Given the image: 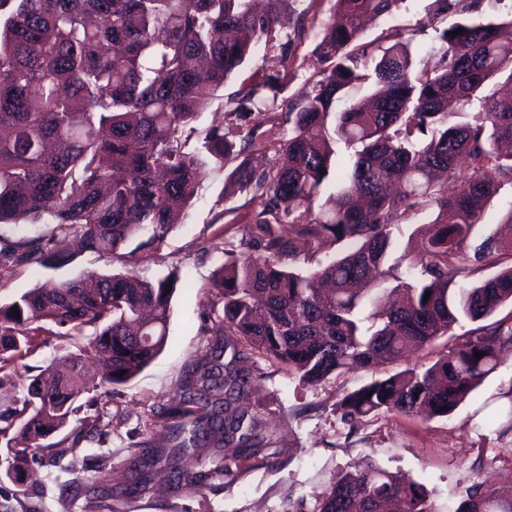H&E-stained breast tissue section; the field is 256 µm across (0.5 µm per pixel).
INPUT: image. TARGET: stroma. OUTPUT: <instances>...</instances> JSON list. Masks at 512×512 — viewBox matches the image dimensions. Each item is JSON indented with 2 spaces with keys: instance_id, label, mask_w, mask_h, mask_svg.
<instances>
[{
  "instance_id": "obj_1",
  "label": "stroma",
  "mask_w": 512,
  "mask_h": 512,
  "mask_svg": "<svg viewBox=\"0 0 512 512\" xmlns=\"http://www.w3.org/2000/svg\"><path fill=\"white\" fill-rule=\"evenodd\" d=\"M226 174L221 164L205 167L199 195L182 224L158 250L137 252L128 266L85 254L54 269L20 266L0 272V304H6L40 282L88 270L108 274L122 269L149 281L172 268L180 270L168 343L134 380L98 391L93 411L101 418L100 435L69 450L57 464L36 468L27 482L36 497L15 499V482L0 472V504L10 512L31 506L39 512H91L95 487L112 484L114 512H286L289 500L312 498L336 473L370 461L424 483L433 492L436 512H448L449 503L477 476L511 480L512 430L504 423L512 405L505 396L512 388V352L449 417L382 414L358 423L344 420L336 403L371 381V373L332 376L311 387L257 357L256 396L272 409L267 417L272 443L266 457L243 462L233 476H214L200 494L174 491L171 475L163 471L151 490H134L125 479L128 455L137 443L163 433L169 424L183 375L210 344L216 293L209 282L224 260L223 247L241 239L247 214L258 207L250 195L227 196ZM75 353L68 337L49 336L17 369L22 375H36Z\"/></svg>"
}]
</instances>
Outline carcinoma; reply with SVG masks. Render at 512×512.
Listing matches in <instances>:
<instances>
[{
    "mask_svg": "<svg viewBox=\"0 0 512 512\" xmlns=\"http://www.w3.org/2000/svg\"><path fill=\"white\" fill-rule=\"evenodd\" d=\"M296 2L0 0V224L54 225L49 238L0 236V268L66 262L51 246L56 236L71 242V258L122 260L135 240L134 252L159 246L211 162L229 167L234 191L258 200L245 239L224 249L213 273L222 314L210 328L213 347L188 370L170 410L171 445L130 451L127 472L143 488L149 467L165 460L178 488L202 491L206 472L176 466L190 449L232 448L233 462L265 454L269 409L239 406L257 355L314 386L396 365L405 350L446 339L437 358L346 393L338 406L359 421L447 417L512 346V239L475 243L480 205L512 184V152L498 150L512 143V96L496 90L512 84V12L502 13V0H432L428 20L407 36L389 27L367 40L363 19L386 20L405 0H331L312 50L321 67L289 94L294 43L317 21L313 3ZM450 13L458 21L438 28ZM428 27L438 41L432 67L410 50ZM261 46L278 51V66L244 70ZM231 80L236 118L274 123L285 113L288 128L266 169L249 162L256 126L242 135L214 125L194 151L181 140ZM363 87L372 89L366 104L353 98ZM339 143L353 150L341 166ZM331 189L336 205L315 209ZM423 213L429 221L389 263L391 228ZM323 239L344 253L315 260ZM179 280L177 271L156 281L88 271L0 305V388L16 387L15 362L54 326L102 364V383L127 384L167 345ZM463 319L470 328L452 334ZM98 388L74 370L29 377L22 406L0 411L5 475L18 480L77 445L82 434L62 431L75 403L92 405ZM17 435L26 447L13 446ZM288 512L435 509L424 484L368 463L337 473L313 502L302 497ZM448 512H512V485L478 480Z\"/></svg>",
    "mask_w": 512,
    "mask_h": 512,
    "instance_id": "carcinoma-1",
    "label": "carcinoma"
}]
</instances>
